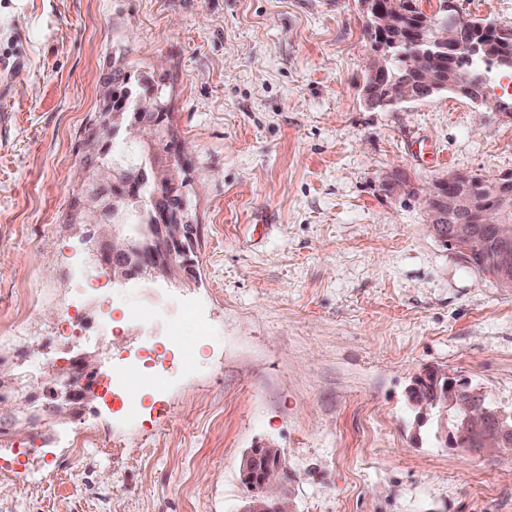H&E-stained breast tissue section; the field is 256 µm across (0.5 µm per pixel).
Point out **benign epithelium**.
Returning a JSON list of instances; mask_svg holds the SVG:
<instances>
[{
    "label": "benign epithelium",
    "mask_w": 512,
    "mask_h": 512,
    "mask_svg": "<svg viewBox=\"0 0 512 512\" xmlns=\"http://www.w3.org/2000/svg\"><path fill=\"white\" fill-rule=\"evenodd\" d=\"M358 4L362 15L385 37L384 42L371 48L364 103L375 109L390 101L418 100L413 91V82L408 77L395 79L384 98L375 95L373 86L380 80L388 79L387 63L399 45V41L389 38V33L399 25L398 6L382 10L375 5V0H358ZM439 10L446 13V20H439L436 14L426 16L419 27V48L404 55L407 71H413L416 60L423 56L435 57L447 51L461 62L483 59L491 61L498 69L512 70V54H498L493 51L492 45L479 43L469 34L471 27L480 26L482 22L464 17L457 10L455 0H444ZM420 77L431 95L459 90V87L448 84L434 66L421 71ZM467 95L477 105H488L512 119V101H489L478 86L468 88ZM113 122L115 126L108 132L110 137L120 133L128 143L140 137L149 142L156 138V125L137 118L135 114L126 126L118 125L117 117ZM144 177L172 187L180 181L179 168L171 160L150 161ZM456 178L457 175L450 174L421 190L406 179L402 170L393 169L383 176L381 185L393 195H411L420 199L428 226L435 236L464 262L469 265L481 264L483 273L500 287L509 288L512 286V221L505 218L502 208H486L477 202L471 207L469 220L444 225L448 217L461 209L462 192L457 188ZM140 203V195L133 187L125 195L113 196L114 219L105 220V213L97 212L100 231L97 238L90 241V252L111 270L114 283L132 278H150L182 285L196 280L195 260L191 256L196 254L198 242L195 226L183 217L184 201L177 199L174 209L169 211L155 209L157 241L147 261L136 260V255L141 253L140 247L133 238L120 231L122 216ZM97 365L98 355L95 353L83 352L73 356L71 361L61 366L65 376L50 377L43 391L48 405L65 414L82 410L94 399ZM434 372L437 378L445 380L446 390L439 400L427 402L417 399L411 402L416 421L424 424L439 420L438 439L446 444L452 443L460 433L480 431L481 447L486 453L512 458V408L495 404L482 388L466 389L468 379L465 377L439 368ZM12 387L14 378L3 374V364L0 363V409L4 411L15 404ZM285 475L280 449L269 445L250 449L241 462V478L246 481L252 479L257 486L251 490L240 512H294L288 499L279 494Z\"/></svg>",
    "instance_id": "1"
}]
</instances>
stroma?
Masks as SVG:
<instances>
[{
    "instance_id": "1",
    "label": "stroma",
    "mask_w": 512,
    "mask_h": 512,
    "mask_svg": "<svg viewBox=\"0 0 512 512\" xmlns=\"http://www.w3.org/2000/svg\"><path fill=\"white\" fill-rule=\"evenodd\" d=\"M364 24L354 0H0V336L36 353L16 370L85 350L102 381L152 340L181 374L149 419L96 399L28 456L0 442V512H239L241 458L264 444L295 512H512V462L441 447L408 407L428 367L512 406V288L381 186L394 167L421 187L512 175V120L456 93L366 107ZM116 41L172 92L198 281L93 292L87 317L108 299L120 327L79 348L54 331L97 264V224L68 215ZM174 322L190 361L165 351ZM86 424L104 452H76Z\"/></svg>"
}]
</instances>
